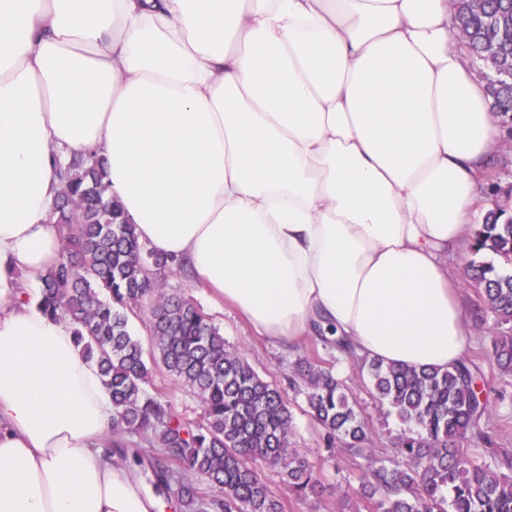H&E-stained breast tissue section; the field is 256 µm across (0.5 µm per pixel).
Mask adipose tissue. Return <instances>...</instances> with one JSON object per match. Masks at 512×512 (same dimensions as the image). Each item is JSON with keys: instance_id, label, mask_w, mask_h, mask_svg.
Returning a JSON list of instances; mask_svg holds the SVG:
<instances>
[{"instance_id": "obj_1", "label": "adipose tissue", "mask_w": 512, "mask_h": 512, "mask_svg": "<svg viewBox=\"0 0 512 512\" xmlns=\"http://www.w3.org/2000/svg\"><path fill=\"white\" fill-rule=\"evenodd\" d=\"M452 0H0V512H160L101 446L112 396L27 278L55 168L103 159L140 241L274 344L460 362L452 251L498 117Z\"/></svg>"}]
</instances>
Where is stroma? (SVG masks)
I'll use <instances>...</instances> for the list:
<instances>
[{
  "mask_svg": "<svg viewBox=\"0 0 512 512\" xmlns=\"http://www.w3.org/2000/svg\"><path fill=\"white\" fill-rule=\"evenodd\" d=\"M167 284L193 299L220 327L225 341L245 353L264 379L280 387L288 385L289 365L298 357L310 354L314 348V340L310 337L290 349L267 343L255 336L237 313L216 301L208 289L183 274L168 275ZM467 326L472 337L467 355L483 370V396L492 408L487 427L493 432L498 447L512 451V373H502L493 359L492 341L496 334L493 323L482 324L470 317ZM335 371L356 400L379 456L391 457L393 443L402 430L400 422L374 399L357 365L340 363ZM287 398L292 414L290 443L292 447L306 451L310 461L322 466L324 478L317 494L299 498L285 493L276 470H263L262 475L270 488L283 496L286 512H372L364 500L339 496L337 484L345 482L350 487H357V471L352 468L347 455L331 453L325 447L319 426L305 410L303 396L289 392Z\"/></svg>",
  "mask_w": 512,
  "mask_h": 512,
  "instance_id": "obj_1",
  "label": "stroma"
}]
</instances>
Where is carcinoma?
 I'll return each instance as SVG.
<instances>
[{
	"label": "carcinoma",
	"instance_id": "carcinoma-1",
	"mask_svg": "<svg viewBox=\"0 0 512 512\" xmlns=\"http://www.w3.org/2000/svg\"><path fill=\"white\" fill-rule=\"evenodd\" d=\"M457 28L474 58L490 72L491 111L512 108V0H456ZM61 190L53 224L61 249L40 277L39 306L71 327L81 353L94 362L112 395V439L104 453L140 470L155 491L184 512H285L283 498L262 477L280 470L288 493H314L323 473L303 451L289 447L292 415L284 392L247 358L228 347L192 300L163 288L175 260L138 240L120 204L107 195L103 162L74 155L57 167ZM491 208L474 226L471 252L498 263L471 261L468 275L482 286L475 316L511 325L493 338V358L512 370V218ZM148 308L151 351L129 329V316ZM336 359L367 370L371 394L406 429L394 458L370 448L372 437L331 362L303 358L289 384L304 395L327 448L362 459L360 495L374 512H512V458L493 448L482 422L490 417L477 391L480 369L470 359L453 369L383 364L355 353L346 338L316 330ZM161 370L195 394L198 423L154 390ZM485 447L478 464L458 444Z\"/></svg>",
	"mask_w": 512,
	"mask_h": 512
}]
</instances>
